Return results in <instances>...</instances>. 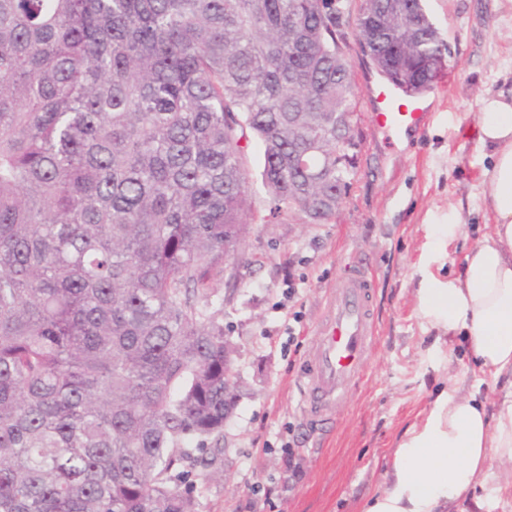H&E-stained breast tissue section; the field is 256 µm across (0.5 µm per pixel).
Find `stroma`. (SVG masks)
<instances>
[{"instance_id": "35a3bbf8", "label": "stroma", "mask_w": 512, "mask_h": 512, "mask_svg": "<svg viewBox=\"0 0 512 512\" xmlns=\"http://www.w3.org/2000/svg\"><path fill=\"white\" fill-rule=\"evenodd\" d=\"M424 7L450 49L429 121L406 142L389 140L359 101L357 170L329 223L270 218L263 149L254 139L247 145L250 232L214 299L235 346V410L220 452L193 451L169 474L171 487L191 490L198 512H363L383 489L403 432L442 388L476 384L489 413L501 406L506 379L482 371L461 339L428 326L416 294L458 272L490 231L481 194L490 157L469 131L482 94L512 89V0H424ZM452 209L462 233L435 249L427 227L447 223ZM355 261L375 280L376 342L333 429L318 437L299 411L298 384L327 298ZM290 447L299 452L295 478ZM510 482L512 470L492 461L469 512H512V492L503 490Z\"/></svg>"}]
</instances>
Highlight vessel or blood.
<instances>
[{"label":"vessel or blood","instance_id":"b4317fda","mask_svg":"<svg viewBox=\"0 0 512 512\" xmlns=\"http://www.w3.org/2000/svg\"><path fill=\"white\" fill-rule=\"evenodd\" d=\"M368 94L377 128L392 139H402L428 121L427 93H413L381 77ZM374 288L368 271L354 264L330 295L299 387V408L313 433L332 426L337 407L367 367L376 334Z\"/></svg>","mask_w":512,"mask_h":512}]
</instances>
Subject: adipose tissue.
<instances>
[{"instance_id": "1", "label": "adipose tissue", "mask_w": 512, "mask_h": 512, "mask_svg": "<svg viewBox=\"0 0 512 512\" xmlns=\"http://www.w3.org/2000/svg\"><path fill=\"white\" fill-rule=\"evenodd\" d=\"M478 108V143L492 158L481 183L491 232L457 277L419 289L418 312L448 336H465L482 370L512 376V95L485 94ZM494 458L512 464V388L494 415L479 389L442 391L401 438L386 486L364 512H462Z\"/></svg>"}]
</instances>
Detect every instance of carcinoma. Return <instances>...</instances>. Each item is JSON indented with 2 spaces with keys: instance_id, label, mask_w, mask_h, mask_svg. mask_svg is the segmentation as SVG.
<instances>
[{
  "instance_id": "obj_1",
  "label": "carcinoma",
  "mask_w": 512,
  "mask_h": 512,
  "mask_svg": "<svg viewBox=\"0 0 512 512\" xmlns=\"http://www.w3.org/2000/svg\"><path fill=\"white\" fill-rule=\"evenodd\" d=\"M349 0H0V512H196L167 474L224 433V237L243 143L273 213L324 224L358 160ZM356 40L418 92L419 0Z\"/></svg>"
}]
</instances>
